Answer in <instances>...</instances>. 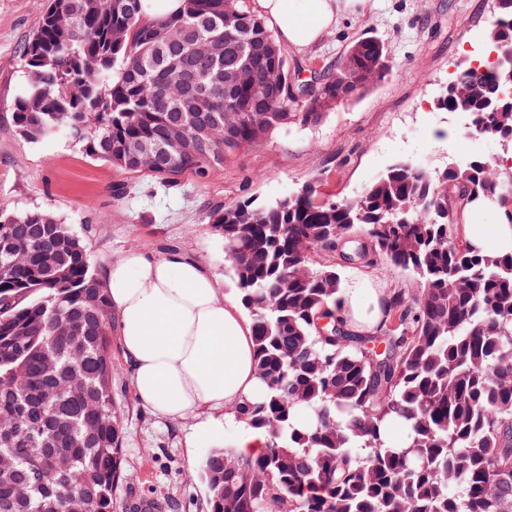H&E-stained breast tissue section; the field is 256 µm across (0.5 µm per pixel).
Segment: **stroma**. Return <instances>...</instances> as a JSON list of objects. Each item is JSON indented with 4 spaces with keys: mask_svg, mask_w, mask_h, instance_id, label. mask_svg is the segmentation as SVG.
Wrapping results in <instances>:
<instances>
[{
    "mask_svg": "<svg viewBox=\"0 0 512 512\" xmlns=\"http://www.w3.org/2000/svg\"><path fill=\"white\" fill-rule=\"evenodd\" d=\"M45 0H0V205L16 211L47 209L77 232L95 272L126 251L192 253L235 292L224 242L205 221L214 208L251 196L275 200L318 178L334 199H351L397 160L425 154L430 165L460 162L457 114L437 106L458 65L479 54V32L489 29L493 0H359L319 43L289 50L293 71L335 62L354 41L382 40L392 61L386 79L315 125L272 133L259 146L224 162L206 182L193 176L166 189L154 178L116 171L83 154L66 138L29 143L9 124L20 93L21 49L37 27ZM112 393L125 420L122 501L169 504V512H207L200 467L210 449L235 439L237 425L220 435L193 437L194 419L164 420L141 403L120 344L112 346Z\"/></svg>",
    "mask_w": 512,
    "mask_h": 512,
    "instance_id": "1",
    "label": "stroma"
}]
</instances>
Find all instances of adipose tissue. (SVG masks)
Segmentation results:
<instances>
[{
  "instance_id": "ef3b65f1",
  "label": "adipose tissue",
  "mask_w": 512,
  "mask_h": 512,
  "mask_svg": "<svg viewBox=\"0 0 512 512\" xmlns=\"http://www.w3.org/2000/svg\"><path fill=\"white\" fill-rule=\"evenodd\" d=\"M358 2L257 0V8L280 40L300 50L318 43ZM103 283L135 394L158 416L222 412L260 394L252 325L200 259L179 249L160 255L130 250L106 265ZM383 296L370 273L356 270L337 309L368 331L384 316Z\"/></svg>"
}]
</instances>
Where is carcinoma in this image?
<instances>
[{
  "instance_id": "cac0c4a2",
  "label": "carcinoma",
  "mask_w": 512,
  "mask_h": 512,
  "mask_svg": "<svg viewBox=\"0 0 512 512\" xmlns=\"http://www.w3.org/2000/svg\"><path fill=\"white\" fill-rule=\"evenodd\" d=\"M146 0H49L21 52L12 130L68 134L87 156L172 189L205 180L242 146L324 112L391 71L367 36L303 79L250 0H181L157 21ZM487 69L462 64L442 108L512 153V0H495ZM180 149L157 164L146 159ZM304 182L275 201L217 208L227 269L254 332L263 395L230 409L268 433L202 463L208 512H512V252L463 240L478 201L512 225V165L481 156L443 168L396 161L353 199ZM355 263L409 274L371 332L340 318L339 245ZM109 303L82 239L51 211L0 206V512H116L124 421L112 398Z\"/></svg>"
}]
</instances>
